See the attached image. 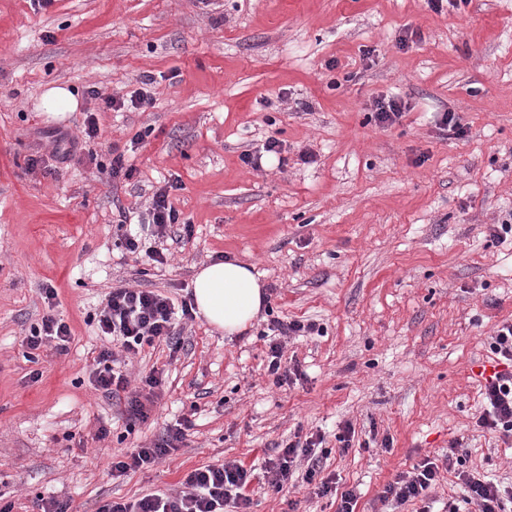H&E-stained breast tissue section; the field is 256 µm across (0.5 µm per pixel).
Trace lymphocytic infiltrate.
Segmentation results:
<instances>
[{"instance_id":"1","label":"lymphocytic infiltrate","mask_w":512,"mask_h":512,"mask_svg":"<svg viewBox=\"0 0 512 512\" xmlns=\"http://www.w3.org/2000/svg\"><path fill=\"white\" fill-rule=\"evenodd\" d=\"M169 194V188L158 190L145 212L138 214L137 229L123 237L127 253L142 254L161 264L166 260L164 244L168 239L175 236L182 240L190 236L191 227L181 224ZM193 318L194 306L187 299L177 304L162 293L122 283L112 285L107 293L104 305L94 316L102 344L95 358L91 383L106 397L125 401L130 424H143L150 419L162 396V378L153 370L142 377L139 387H132L128 376L115 367L118 355L130 358L138 355L144 346L154 344H163L171 352H178L181 348L178 325L180 321ZM269 329L274 336L268 342L267 371L275 385L290 386L303 380L305 373L300 366L282 368L281 339L311 335L317 332V325L301 320L286 323L275 320ZM490 350L498 370L485 378L480 388L483 409L475 425L481 431L499 434L502 440H512V321L497 325ZM191 424L190 418H182L180 425L168 429L152 446L136 448L113 458V476L150 467L173 455L179 449L184 428ZM323 441V436L319 435L288 442L278 457L265 460L258 471L236 460L207 465L190 472L179 492L148 494L132 502L112 500L98 512H224L228 504L237 512H247L250 498L246 489L256 475H263L270 487L278 491L292 479L297 463L302 460L307 463L302 476L304 482L314 485L318 495L339 494L337 512H356V492L338 491L333 478L321 475L317 449ZM457 448V443H450L444 465L426 460L414 465L412 471L396 475L380 493L381 504L395 512L406 503L429 500L439 480L440 468L446 467L455 471L465 506L473 508L474 512H512V489L487 477L455 470Z\"/></svg>"}]
</instances>
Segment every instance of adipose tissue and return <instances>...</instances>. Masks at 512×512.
Instances as JSON below:
<instances>
[{"instance_id":"obj_1","label":"adipose tissue","mask_w":512,"mask_h":512,"mask_svg":"<svg viewBox=\"0 0 512 512\" xmlns=\"http://www.w3.org/2000/svg\"><path fill=\"white\" fill-rule=\"evenodd\" d=\"M193 298L197 316L232 336L259 317L266 294L252 268L223 259L200 267L193 280Z\"/></svg>"}]
</instances>
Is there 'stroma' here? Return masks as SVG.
I'll return each instance as SVG.
<instances>
[{"label": "stroma", "instance_id": "stroma-1", "mask_svg": "<svg viewBox=\"0 0 512 512\" xmlns=\"http://www.w3.org/2000/svg\"><path fill=\"white\" fill-rule=\"evenodd\" d=\"M145 73L154 108L100 111ZM51 85L80 98L59 123L37 109ZM390 96L407 108L382 126L372 105ZM448 111L464 136L441 129ZM89 112L101 129L90 140ZM61 131L80 146L64 162ZM271 139L281 155L265 153ZM115 150L131 178L99 169ZM174 180L192 237L162 266L119 248V209L144 210ZM511 216L512 0H0V497L13 512H38L40 496L98 512L317 433L322 473L356 490V512H378L387 482L443 463L454 440L464 470L512 485V447L474 428L490 337L512 320V239L490 235ZM221 256L254 267L269 313L231 337L195 319L175 354L145 347L129 373L160 371L162 400L129 428L124 403L90 383L92 315L119 281L186 295ZM48 313L71 329L66 351H28ZM273 318L320 328L286 339L283 367L306 373L289 388L266 371L259 333ZM185 416L174 456L112 476L113 455ZM247 493L250 512L337 510L297 477Z\"/></svg>", "mask_w": 512, "mask_h": 512}]
</instances>
